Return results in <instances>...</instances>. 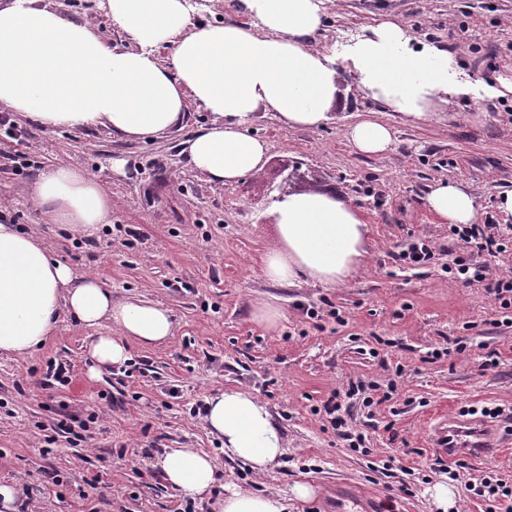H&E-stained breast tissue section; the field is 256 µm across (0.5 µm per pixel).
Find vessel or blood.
Masks as SVG:
<instances>
[{"instance_id": "vessel-or-blood-1", "label": "vessel or blood", "mask_w": 512, "mask_h": 512, "mask_svg": "<svg viewBox=\"0 0 512 512\" xmlns=\"http://www.w3.org/2000/svg\"><path fill=\"white\" fill-rule=\"evenodd\" d=\"M432 441L435 448L449 457L464 453L481 458L500 451L490 426L472 418L451 416L436 422L432 428Z\"/></svg>"}]
</instances>
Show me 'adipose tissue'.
<instances>
[{"mask_svg": "<svg viewBox=\"0 0 512 512\" xmlns=\"http://www.w3.org/2000/svg\"><path fill=\"white\" fill-rule=\"evenodd\" d=\"M247 22L196 24L191 0H106L126 42L108 44L92 26L65 18L41 0H0V106L49 129L110 128L128 141H147L180 126L190 105L211 119L182 143L192 170L230 187L264 169L269 146L251 135L248 119L276 112L291 127L330 120L350 75L407 120H432L437 97L467 93L454 55L442 42L414 44L397 20L382 15L341 51L313 48L325 0H242ZM167 59H160V50ZM363 154L387 151L390 127L372 118L348 126ZM37 206L56 224L94 235L108 223L112 200L95 178L73 165L41 175ZM440 222L477 223L474 197L461 184L437 183L427 196ZM275 240L261 259L278 285L307 280L346 285L367 264L368 229L357 208L324 190L291 191L274 212ZM99 328L88 345L89 377L131 359V345L153 347L174 334L168 309L139 298L116 301L97 276L77 274L16 225L0 223V354L25 357L56 331L62 317ZM204 421L226 455L262 473L287 443L257 396L225 390L207 399ZM166 483L202 499L216 482L208 454L172 448L157 461ZM316 491L294 483L287 494L231 489L221 512H286Z\"/></svg>", "mask_w": 512, "mask_h": 512, "instance_id": "obj_1", "label": "adipose tissue"}]
</instances>
